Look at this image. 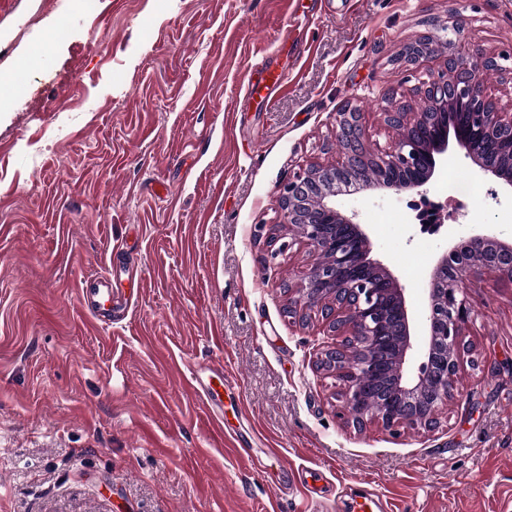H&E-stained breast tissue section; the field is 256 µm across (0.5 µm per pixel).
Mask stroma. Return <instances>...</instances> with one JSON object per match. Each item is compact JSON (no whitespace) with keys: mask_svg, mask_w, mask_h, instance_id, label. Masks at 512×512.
Instances as JSON below:
<instances>
[{"mask_svg":"<svg viewBox=\"0 0 512 512\" xmlns=\"http://www.w3.org/2000/svg\"><path fill=\"white\" fill-rule=\"evenodd\" d=\"M69 2L0 0V77L38 58L0 106V512H512V283L464 273L470 361L430 429H358L320 315L288 312L316 255L272 230L288 180L335 162L337 112L391 148L387 107L419 111L448 56L512 51V0H99L48 41ZM424 35L438 55L393 64ZM263 55L288 73L268 107L243 97ZM464 177L432 235L414 192L331 198L418 321L450 241L512 240V194L457 144L429 198ZM105 272L132 301L112 326L78 298ZM207 364L224 439L188 382Z\"/></svg>","mask_w":512,"mask_h":512,"instance_id":"obj_1","label":"stroma"}]
</instances>
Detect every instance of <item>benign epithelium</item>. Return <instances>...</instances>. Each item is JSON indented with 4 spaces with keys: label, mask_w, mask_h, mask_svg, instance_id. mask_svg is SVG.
<instances>
[{
    "label": "benign epithelium",
    "mask_w": 512,
    "mask_h": 512,
    "mask_svg": "<svg viewBox=\"0 0 512 512\" xmlns=\"http://www.w3.org/2000/svg\"><path fill=\"white\" fill-rule=\"evenodd\" d=\"M511 56L453 58L451 63L465 71L463 82L448 88L441 80L425 84L423 94L430 106H447L457 99L475 107L487 106L480 119L459 132V139H494L512 150V113L499 112L486 98L485 64L498 73L512 70L505 65ZM391 125L407 124L417 136L400 140L391 151L371 157L363 145L362 114L354 108L336 113V132L342 153L329 167L312 166L284 185L278 208L281 226L297 232V238L318 253L329 255L325 264H314L305 282L295 289L288 313L317 309L336 343L319 358L317 368L334 372L342 379L340 397L344 411L358 429L375 422L393 434L401 428L427 429L434 423L436 410L452 398L468 347L461 330L475 314L464 293L458 268L470 264V257L481 252L486 260L479 268L512 281V241L476 234L454 244L435 266L429 288V312L425 316L428 336L422 349L425 362L416 376L404 370L413 349L411 321L403 289L395 277L379 263L367 258L369 239L361 225L328 205L310 206L315 195L322 197L336 181L359 171L358 181L366 187L378 182L370 170L374 163L383 169L402 172L405 178L390 177L378 184L395 194L416 191L426 196L428 183L448 151L444 139L422 153L418 138L423 136L424 118L413 119L408 112H388Z\"/></svg>",
    "instance_id": "benign-epithelium-1"
}]
</instances>
